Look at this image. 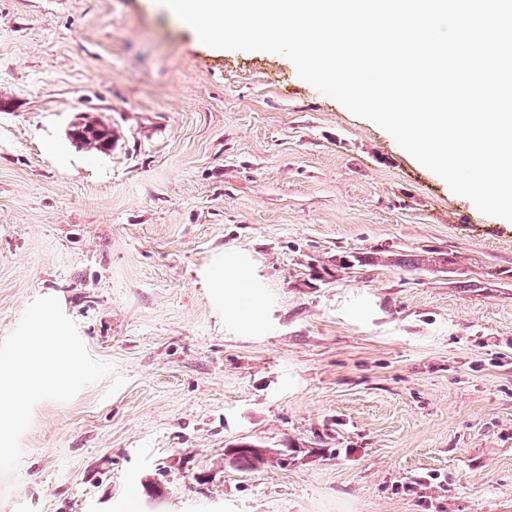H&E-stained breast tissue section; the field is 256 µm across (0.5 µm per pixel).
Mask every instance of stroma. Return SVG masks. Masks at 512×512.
Here are the masks:
<instances>
[{
  "instance_id": "1",
  "label": "stroma",
  "mask_w": 512,
  "mask_h": 512,
  "mask_svg": "<svg viewBox=\"0 0 512 512\" xmlns=\"http://www.w3.org/2000/svg\"><path fill=\"white\" fill-rule=\"evenodd\" d=\"M42 334L0 512H512V221L156 0H0V365ZM92 126L84 124L74 126L71 132L72 138L89 150H98L112 144V132L103 123H92ZM383 254V255H380ZM373 256H366V257H359V256H353V261H354V264H353V261L348 259V258H340L339 261L337 260L336 263L338 264L337 267H340V264L341 265H348V264H353V265H349V266H343L342 268L344 269H350L352 267L355 266V264L357 263V265L359 266H366V265H374L378 262H389V263H394L400 267H410L412 268L413 270H417L419 269L425 261V259H421V258H417V259H412V258H408L407 256L408 255H398V254H386L385 252H373L372 253ZM379 255V256H377Z\"/></svg>"
}]
</instances>
